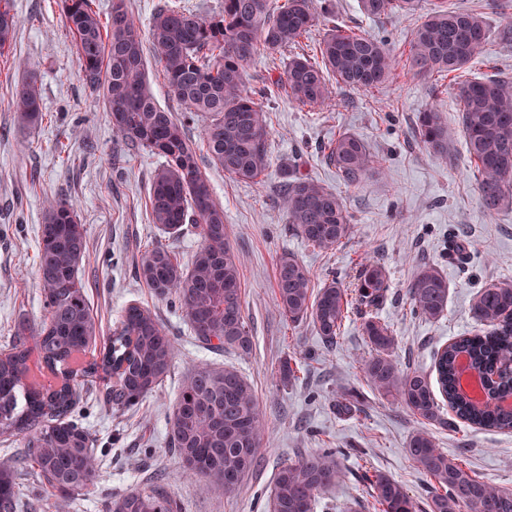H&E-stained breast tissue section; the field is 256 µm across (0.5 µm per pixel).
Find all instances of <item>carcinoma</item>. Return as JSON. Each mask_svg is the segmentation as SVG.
<instances>
[{"instance_id":"1","label":"carcinoma","mask_w":512,"mask_h":512,"mask_svg":"<svg viewBox=\"0 0 512 512\" xmlns=\"http://www.w3.org/2000/svg\"><path fill=\"white\" fill-rule=\"evenodd\" d=\"M10 0H0V54L11 47L17 27ZM361 11L383 20L410 14L420 0H359ZM224 0V9L202 17L161 6L152 16L148 38L128 11L126 0H112L110 22H102L94 0H63L65 27L73 36L83 84L103 99L117 140L164 158L152 178V223L178 235L190 225L200 248L190 266L161 243L146 247L139 277L161 298L173 299L201 344L247 353L252 336L245 320L238 259L230 245L224 209L202 173L198 146L185 123L162 109L146 77L145 44L165 72L169 87L185 107V119L202 114L203 146L210 162L235 179L259 183L268 170L270 128L267 109L244 88V67L262 46L285 49L313 25L312 0ZM488 29L480 14L442 5L427 14L410 41L406 62L417 76L463 69L483 53ZM320 60L288 59L284 89L300 107L328 104V75L350 89L371 91L392 79L394 62L382 42L352 29L333 27L320 41ZM465 146L477 168L480 206L488 214L512 207V78H475L456 89ZM14 108L21 122L41 125L45 107L32 72L16 87ZM418 144L441 159H452L448 127L438 110L419 113ZM325 161L349 185L375 169V157L358 136L340 132L323 149ZM288 223L309 244L334 250L352 226L343 200L321 183L299 175L281 194ZM87 228L74 206L47 201L38 249V279L46 314L34 326L15 324L13 342L0 353V436H20L38 481L57 501L90 493L98 459L88 430L72 419L87 384L103 383V402L118 411L139 405L162 383L175 357L171 336L150 308H124L99 354L86 358L100 327L91 314L80 276L87 251ZM388 292L385 265L363 258L354 287L331 280L314 290L309 272L283 255L276 268L275 298L291 323L308 322L334 345L353 308L362 311V330L372 349L364 360L366 380L393 397L422 424L405 451L430 482L428 512H512V490L494 486L459 458L437 448L425 425L444 422V409L481 429L512 431V283L480 290L473 306L477 329L437 351V400L430 376L403 373L394 359L395 337L377 310ZM408 294L412 311L425 319L448 307V282L431 265L421 267ZM37 351L47 381L28 379ZM262 418L251 384L232 367L196 365L186 375L172 407L169 449L185 473L209 494L237 493L257 461ZM341 477L337 451L320 448L284 464L268 498V512H316L320 494ZM378 512H415V500L396 480L365 475ZM16 470L0 466V512H15ZM103 512H181L177 499L155 477L144 490L123 493Z\"/></svg>"}]
</instances>
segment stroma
I'll return each mask as SVG.
<instances>
[{
	"instance_id": "35a3bbf8",
	"label": "stroma",
	"mask_w": 512,
	"mask_h": 512,
	"mask_svg": "<svg viewBox=\"0 0 512 512\" xmlns=\"http://www.w3.org/2000/svg\"><path fill=\"white\" fill-rule=\"evenodd\" d=\"M62 0H14L18 25L13 43L0 54V349L13 340L19 319L40 324L44 296L37 275V248L46 199L71 201L88 230L80 268L89 307L109 337L126 305L151 308L175 339V358L162 384L133 412L105 407L99 386L81 397L80 420L103 451L95 491L57 508L50 489L41 487L21 460L27 450L19 437L0 436V464L18 467V512H101L100 501L145 487L160 475L182 512H267V495L278 469L304 453L338 448L342 475L322 492L316 512H345L351 500L361 512H374L364 472L385 474L401 483L415 500L426 495L423 477L405 452L419 423L392 398L375 391L361 364L371 348L361 316L351 313L335 347L325 346L312 325L289 323L279 312L275 271L280 256L293 255L310 272L314 287L330 278L344 286L355 281L360 257L382 259L388 296L379 310L396 338L394 357L402 370L431 373L433 356L451 339L466 335L475 322L472 305L485 286L512 281V210L486 214L478 200L476 171L466 152L452 78L436 82L397 69L374 92H353L331 85L327 106L310 109L289 102L282 77L288 59L310 53L336 26L382 40L395 60H404L414 31L433 0H421L414 13L384 20L362 15L357 0H334L336 8L295 46L260 48L245 67L249 94L267 106L271 164L261 183L241 182L200 155L216 201L224 209L230 243L240 261L243 311L253 349L242 355L198 344L171 299L154 294L137 272L143 245L166 244L182 264H191L200 246L197 236L163 235L149 218L148 192L160 156L118 143L102 99L90 96L79 74L74 39L68 33ZM483 14L490 37L466 75L512 76V48L496 33L512 24V0L504 10L493 0H457ZM40 75L45 105L41 126L20 123L12 92L28 70ZM442 112L448 123L452 161L430 155L411 138L418 112ZM345 130L364 139L378 158L377 169L359 185H347L326 164L321 148ZM300 172L341 197L353 224L349 240L332 251L309 246L291 231L280 191L287 175ZM462 240V257L449 259L451 240ZM431 265L447 278L448 308L435 320L411 310L409 284L418 269ZM290 360L294 378L280 382L278 367ZM237 369L251 384L264 425L256 466L232 497L204 493L168 449V420L181 385L196 364ZM355 392L362 411L338 416L334 404ZM436 445L461 455L482 479L512 490V433L481 430L459 419L429 425Z\"/></svg>"
}]
</instances>
